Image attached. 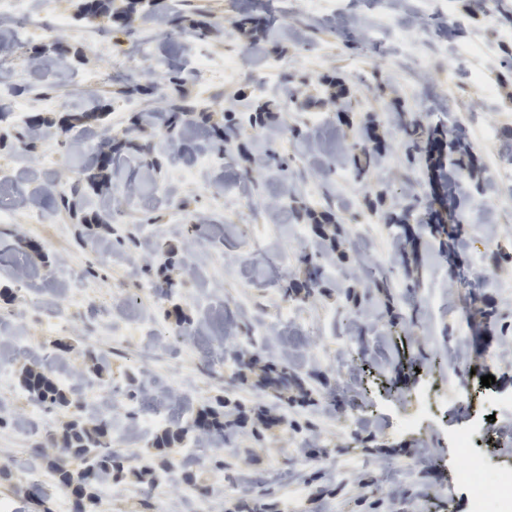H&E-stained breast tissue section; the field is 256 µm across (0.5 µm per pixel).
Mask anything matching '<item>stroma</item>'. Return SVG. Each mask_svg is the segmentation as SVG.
I'll return each mask as SVG.
<instances>
[{"label": "stroma", "instance_id": "1", "mask_svg": "<svg viewBox=\"0 0 512 512\" xmlns=\"http://www.w3.org/2000/svg\"><path fill=\"white\" fill-rule=\"evenodd\" d=\"M83 0H50L40 20L64 16L67 31L53 38L29 32L0 38V94L22 99L25 112L0 124V206L13 219L0 223V318L16 324L21 346L0 348L8 379L0 382V499L13 512H36L28 498L25 464L48 467L60 457L55 446L73 416L93 422L98 413L112 421L114 451L126 459L122 479L109 495H98L96 512H233L241 478L254 500L282 503L299 493V512H469V494L457 481L462 457L439 438L442 429L463 425L470 411L490 410L499 426L512 425V405L487 407L475 396L469 410L457 406L445 356L454 342V312L470 308V334L479 345L464 362L476 376L495 378L491 392L512 395V262L497 253L512 247V0H500L494 17L477 0H412L408 9L368 17V28L352 14L322 18L307 0H287L284 13L265 26H249L257 0H164L155 8L143 0L131 28L91 24L81 16ZM452 21L456 33L442 42L426 40V14ZM407 45L391 57L379 55L372 39L385 24ZM491 41L488 56L468 62L459 45L473 38ZM183 65L179 94L184 104L208 113L191 141L160 127L139 133L131 118L154 111L160 96L145 94L164 76L146 68L134 48L145 40ZM43 49L39 70L26 69L32 51ZM215 60L239 57L234 81L202 91L194 69L200 54ZM126 67L119 80L99 84L93 96L81 80L96 72ZM265 91H257L256 78ZM273 110L270 131L252 127L259 106ZM237 121V133L216 147L210 129ZM325 114L315 127L312 116ZM43 121L44 137L21 145L18 133L32 117ZM446 124L461 133L479 156L477 169H463L465 193L457 209L468 269L491 273V284L449 291L450 261L425 227L412 226L417 261L404 271L402 288H369L350 279L352 268L390 256L395 244L369 199L385 191L392 207L413 194L429 201L430 174L410 168L400 118ZM372 126L384 143L378 162L363 176L338 180L324 175L327 163ZM500 133L485 139L486 127ZM132 142L128 158L137 165L154 160L155 190L129 196L112 193L111 224L87 226L101 207L86 194L83 211L72 214L56 202L59 191L84 183L92 150L102 141ZM209 158L190 182L175 171L195 155ZM315 214L333 213L347 224L351 241L340 244V259L324 261L325 289L301 301L285 302L282 285L297 274L302 253L324 252L312 225H297L296 202ZM43 223H32V208ZM494 226L496 243L485 240ZM173 266H166L168 251ZM40 273L22 283L16 270ZM176 283L171 294L156 286L161 276ZM491 307L495 320L478 310ZM406 319L390 326L394 310ZM137 323L141 332L126 338ZM264 352L288 357L300 375L319 378L316 402L289 406L275 393L259 390L258 371L238 381L234 358ZM56 380L69 406L46 408L24 394L20 384L32 363ZM427 381L447 403L420 433L400 431L411 412L410 393ZM181 397L186 415L167 426H188L190 415L227 400L243 408L266 407L280 423L245 429L213 447V460L193 466L194 486L183 480V457L192 435L169 448H155L154 434H139L136 419L147 399L145 386ZM496 431L478 438L476 452L488 474L512 469V434ZM156 466L150 476L136 471L143 456ZM342 470L327 467L330 457ZM410 464L403 480H392L389 465ZM157 489L155 497L142 494Z\"/></svg>", "mask_w": 512, "mask_h": 512}]
</instances>
